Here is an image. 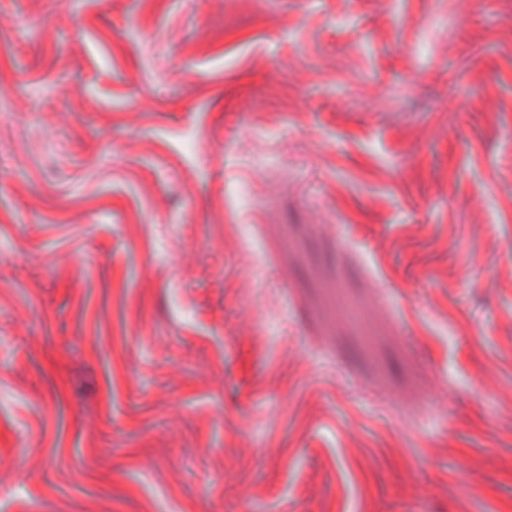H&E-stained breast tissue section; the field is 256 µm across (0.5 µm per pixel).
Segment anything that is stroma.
<instances>
[{
  "label": "stroma",
  "mask_w": 512,
  "mask_h": 512,
  "mask_svg": "<svg viewBox=\"0 0 512 512\" xmlns=\"http://www.w3.org/2000/svg\"><path fill=\"white\" fill-rule=\"evenodd\" d=\"M0 512H512V0H0Z\"/></svg>",
  "instance_id": "obj_1"
}]
</instances>
